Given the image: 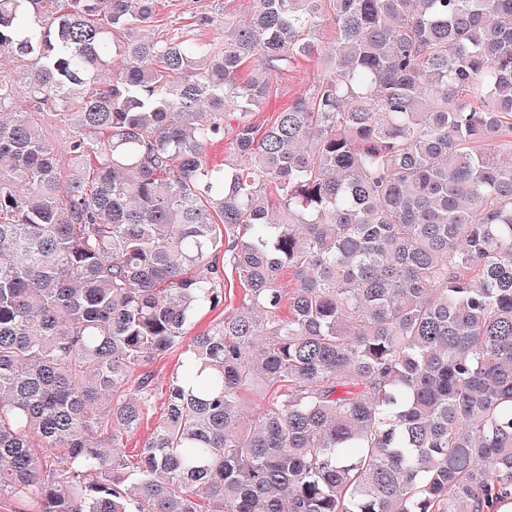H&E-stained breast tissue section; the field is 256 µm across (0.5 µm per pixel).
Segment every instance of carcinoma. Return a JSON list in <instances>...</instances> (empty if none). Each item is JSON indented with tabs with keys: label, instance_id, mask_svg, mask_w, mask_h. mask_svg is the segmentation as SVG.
Wrapping results in <instances>:
<instances>
[{
	"label": "carcinoma",
	"instance_id": "carcinoma-1",
	"mask_svg": "<svg viewBox=\"0 0 512 512\" xmlns=\"http://www.w3.org/2000/svg\"><path fill=\"white\" fill-rule=\"evenodd\" d=\"M157 2L0 0V496L497 512L512 0H253L197 17L207 41L156 31ZM234 278L239 307L187 337ZM299 69L300 71H293L288 73V75H277L275 77L277 79L275 83L281 91V103H288V100L294 98L302 90L308 77L312 78L313 69L306 71L305 65ZM179 351L166 352L156 355L151 362L145 366L143 371H150L153 375V382L157 389V397L148 416L142 422L140 429L124 437L126 454H134L141 448L142 443L153 431L155 426L165 418V389L174 372L178 368Z\"/></svg>",
	"mask_w": 512,
	"mask_h": 512
}]
</instances>
